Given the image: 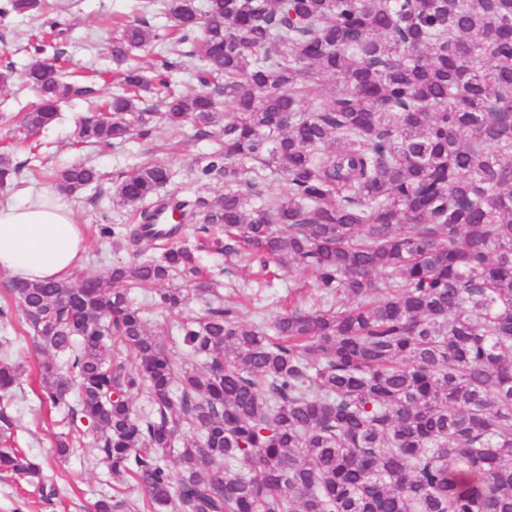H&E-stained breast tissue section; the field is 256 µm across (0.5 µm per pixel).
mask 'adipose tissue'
Listing matches in <instances>:
<instances>
[{
  "label": "adipose tissue",
  "mask_w": 512,
  "mask_h": 512,
  "mask_svg": "<svg viewBox=\"0 0 512 512\" xmlns=\"http://www.w3.org/2000/svg\"><path fill=\"white\" fill-rule=\"evenodd\" d=\"M85 252L82 227L60 198L39 194L21 204L0 203V272L11 279H70Z\"/></svg>",
  "instance_id": "1"
}]
</instances>
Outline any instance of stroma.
<instances>
[{
    "mask_svg": "<svg viewBox=\"0 0 512 512\" xmlns=\"http://www.w3.org/2000/svg\"><path fill=\"white\" fill-rule=\"evenodd\" d=\"M65 10L57 19L63 29L58 43L70 60L69 69L82 76L113 67L110 53L114 35V19L127 15L131 0H60ZM31 47L30 25L15 17H0V73L7 79L0 83V149L14 147V159L31 165L60 167L87 160L104 174L100 186L66 194L77 223L83 224L88 250L76 278L106 275L113 263L132 259L134 250L122 237L103 238V224L131 223L126 210L112 204L111 187L118 176L149 160L165 161L178 177L204 163L216 143L199 140L192 127L175 132L156 125L147 139H134L126 144L94 149L74 146L70 135L76 121L90 113L88 103L73 100L60 107L56 124L41 136L43 148L33 155L12 139V122L29 108L32 96L23 80ZM199 261L210 273L226 303L239 306L240 319L251 324L257 318L266 323L286 312L289 302L312 306L318 294L312 284V271L297 269L265 279L254 275L251 268L232 254L215 249L200 252ZM44 355L32 340L21 343L18 362L22 374L10 398L7 413L12 421L16 445L34 456L43 465V487L27 484L6 472H0V512H91V505L100 493L113 484L108 467L100 461L76 454L65 459L54 453L56 437L63 432V408L43 404L40 396L39 365Z\"/></svg>",
    "mask_w": 512,
    "mask_h": 512,
    "instance_id": "obj_1",
    "label": "stroma"
}]
</instances>
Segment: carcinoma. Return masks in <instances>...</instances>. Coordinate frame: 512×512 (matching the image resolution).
<instances>
[{
    "label": "carcinoma",
    "mask_w": 512,
    "mask_h": 512,
    "mask_svg": "<svg viewBox=\"0 0 512 512\" xmlns=\"http://www.w3.org/2000/svg\"><path fill=\"white\" fill-rule=\"evenodd\" d=\"M168 16L117 23L120 79L110 115L82 119L79 144L146 136L156 118L223 141L192 180L170 168L121 177L113 205L136 223L164 216L224 233V252L266 274L311 269L313 309L246 325L203 278L196 251L115 263L107 276L9 284L43 352V398L67 402L57 454L90 447L120 490L93 512H512V0H148ZM55 0H0V16H42ZM166 44L151 75L122 68ZM188 71L197 88L175 89ZM35 93L18 134L54 124L79 81L26 70ZM162 96L165 112L142 105ZM232 108L221 111L222 106ZM82 190L88 163L32 170ZM22 166L0 153V187ZM285 191L272 196L264 184ZM177 275L206 298L182 316ZM180 316L178 340L150 331L131 289ZM0 338V394L20 373ZM149 411L137 415L133 394ZM88 422L94 436L85 441ZM176 459L172 471L167 461ZM0 471L40 482L0 406Z\"/></svg>",
    "instance_id": "1"
}]
</instances>
